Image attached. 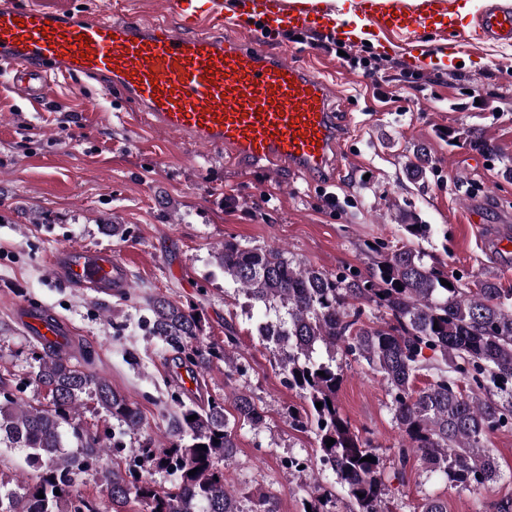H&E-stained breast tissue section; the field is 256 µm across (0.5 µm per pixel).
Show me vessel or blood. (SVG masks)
<instances>
[{
	"instance_id": "b4317fda",
	"label": "vessel or blood",
	"mask_w": 512,
	"mask_h": 512,
	"mask_svg": "<svg viewBox=\"0 0 512 512\" xmlns=\"http://www.w3.org/2000/svg\"><path fill=\"white\" fill-rule=\"evenodd\" d=\"M370 28L415 23L412 38L429 43L444 32L427 18L451 11L454 0H360ZM264 25L228 37L204 28L224 14V0H172L179 29L104 17L72 16L63 0H0V59L14 90L40 104L54 74L106 78L152 126L206 148L226 149V162L288 167L328 181L338 149L348 139L331 102L335 87L303 58L269 48L264 30L279 20L302 26L319 15L318 0H256ZM482 28L512 41V7L481 15ZM58 281L111 295L128 285L124 264L108 251L67 248L51 261ZM22 312L30 335L60 342L69 325L42 307Z\"/></svg>"
}]
</instances>
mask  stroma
Wrapping results in <instances>:
<instances>
[{"mask_svg": "<svg viewBox=\"0 0 512 512\" xmlns=\"http://www.w3.org/2000/svg\"><path fill=\"white\" fill-rule=\"evenodd\" d=\"M91 17L151 23L180 18L166 0H67ZM476 0L454 22L462 66L416 67L422 43L381 33V50L338 41L326 28L298 33L271 30L274 47L310 50L318 69H340L337 112L350 114L354 133L338 158V204L325 186L281 169L225 163L205 148L147 125L122 96L96 79L52 77L48 97L33 105L0 81V373L25 375L34 342L21 327V305L42 306L67 321L68 349L77 365L108 379L136 403L143 427L122 437L126 451L168 433L182 406L216 399L225 410L224 363L217 360L193 391L180 383L173 353L149 336L142 321L153 298L190 306L204 318L198 345L237 336L245 373L236 387L264 409L265 425L237 430V452L225 461L224 481L240 490L273 494L280 512H301L305 481L288 476V458L314 459L312 431L295 427L289 408L305 402L288 387L271 348L253 331L243 298L235 296L212 254L224 241L253 249L283 246L291 258L335 272L363 267V243L398 244L406 233L400 212L428 224L423 246L443 269L471 284L486 275L512 288V259L501 261L490 239L501 214L512 213V42L482 34L478 20L490 4ZM429 164L424 178L406 171L418 147ZM489 195L490 208L471 210L470 197ZM124 226V238L102 225ZM66 248L112 251L127 267L123 294L105 297L54 280L50 259ZM344 381L337 403L352 431L383 453L391 512H419L425 498L442 499L448 512H491L492 501L512 496V431L491 435L502 478L491 491L451 486L411 460L396 475L400 433L390 397L366 363L337 354Z\"/></svg>", "mask_w": 512, "mask_h": 512, "instance_id": "1", "label": "stroma"}]
</instances>
